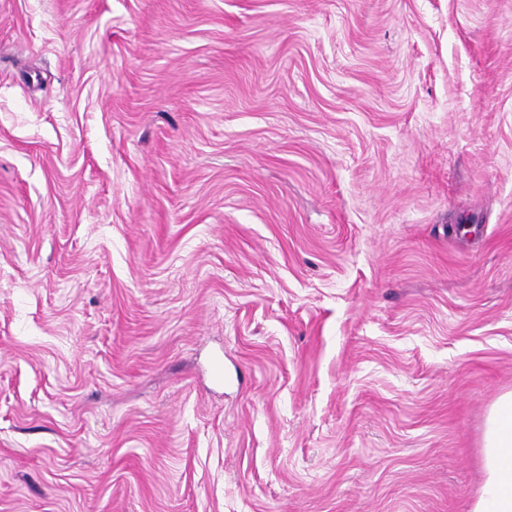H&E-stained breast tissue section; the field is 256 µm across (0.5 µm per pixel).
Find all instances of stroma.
<instances>
[{"instance_id": "obj_1", "label": "stroma", "mask_w": 512, "mask_h": 512, "mask_svg": "<svg viewBox=\"0 0 512 512\" xmlns=\"http://www.w3.org/2000/svg\"><path fill=\"white\" fill-rule=\"evenodd\" d=\"M508 391L512 0H0V512H470Z\"/></svg>"}]
</instances>
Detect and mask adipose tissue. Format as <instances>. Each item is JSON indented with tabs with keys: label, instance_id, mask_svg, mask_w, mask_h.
I'll return each instance as SVG.
<instances>
[{
	"label": "adipose tissue",
	"instance_id": "adipose-tissue-1",
	"mask_svg": "<svg viewBox=\"0 0 512 512\" xmlns=\"http://www.w3.org/2000/svg\"><path fill=\"white\" fill-rule=\"evenodd\" d=\"M485 480L471 512H512V392L493 405L484 433Z\"/></svg>",
	"mask_w": 512,
	"mask_h": 512
}]
</instances>
